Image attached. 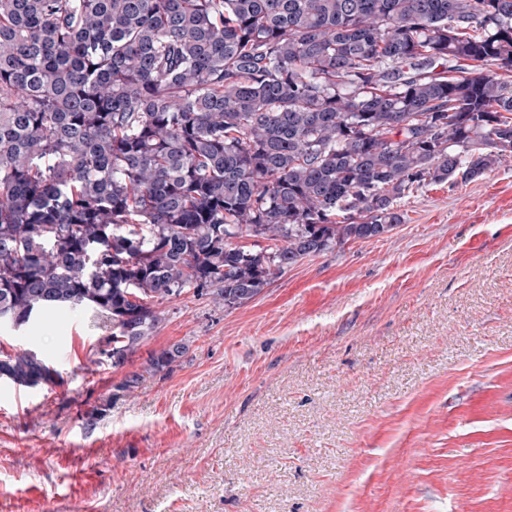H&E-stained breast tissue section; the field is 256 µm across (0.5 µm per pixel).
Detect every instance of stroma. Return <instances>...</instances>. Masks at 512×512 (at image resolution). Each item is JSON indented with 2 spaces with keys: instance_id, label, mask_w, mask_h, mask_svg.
I'll list each match as a JSON object with an SVG mask.
<instances>
[{
  "instance_id": "35a3bbf8",
  "label": "stroma",
  "mask_w": 512,
  "mask_h": 512,
  "mask_svg": "<svg viewBox=\"0 0 512 512\" xmlns=\"http://www.w3.org/2000/svg\"><path fill=\"white\" fill-rule=\"evenodd\" d=\"M400 210L243 305L165 302L120 368L82 308L0 328V351L56 371L0 383V512L34 485L49 512H512V155ZM177 342L172 370L146 373ZM75 468L92 476L73 501ZM186 353L184 344L175 343L153 351L149 359V367L153 371H163L169 369L172 364L177 362Z\"/></svg>"
}]
</instances>
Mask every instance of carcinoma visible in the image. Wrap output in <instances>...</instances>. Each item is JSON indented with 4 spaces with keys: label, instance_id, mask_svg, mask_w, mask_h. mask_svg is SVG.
Returning a JSON list of instances; mask_svg holds the SVG:
<instances>
[{
    "label": "carcinoma",
    "instance_id": "obj_1",
    "mask_svg": "<svg viewBox=\"0 0 512 512\" xmlns=\"http://www.w3.org/2000/svg\"><path fill=\"white\" fill-rule=\"evenodd\" d=\"M501 70L512 0H0V310L84 305L122 366L165 301L241 305L391 232L421 186L493 170ZM54 374L0 351L15 386Z\"/></svg>",
    "mask_w": 512,
    "mask_h": 512
}]
</instances>
